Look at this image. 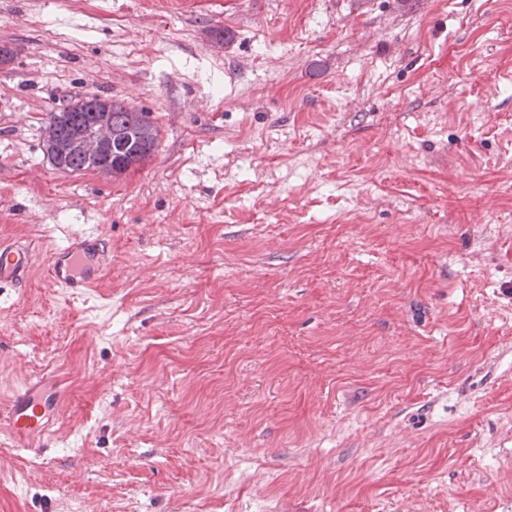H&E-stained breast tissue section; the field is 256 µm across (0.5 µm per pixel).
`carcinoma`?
<instances>
[{
  "mask_svg": "<svg viewBox=\"0 0 512 512\" xmlns=\"http://www.w3.org/2000/svg\"><path fill=\"white\" fill-rule=\"evenodd\" d=\"M81 100H72L58 112L49 113L48 122H57L56 132L63 137L98 122L112 126V160L100 171L119 177L135 165H144L152 157L158 141L159 129L150 119V113L138 110L122 101L109 99L105 106L93 110L80 106ZM53 165L63 171L92 169L82 152L73 149L61 158L52 159Z\"/></svg>",
  "mask_w": 512,
  "mask_h": 512,
  "instance_id": "cac0c4a2",
  "label": "carcinoma"
}]
</instances>
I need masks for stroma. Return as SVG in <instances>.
Returning a JSON list of instances; mask_svg holds the SVG:
<instances>
[{"instance_id": "35a3bbf8", "label": "stroma", "mask_w": 512, "mask_h": 512, "mask_svg": "<svg viewBox=\"0 0 512 512\" xmlns=\"http://www.w3.org/2000/svg\"><path fill=\"white\" fill-rule=\"evenodd\" d=\"M1 44L0 512H512V0H0ZM74 95L151 162L57 169ZM108 267V253L96 238L74 236L49 261L50 278L62 288H89ZM35 255L29 244L0 241V286L26 284ZM60 409V398L48 381H30L15 393L7 409L11 436L18 443L43 436Z\"/></svg>"}]
</instances>
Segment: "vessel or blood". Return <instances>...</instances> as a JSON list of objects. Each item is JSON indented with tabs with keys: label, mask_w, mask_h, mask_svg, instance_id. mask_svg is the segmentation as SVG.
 <instances>
[{
	"label": "vessel or blood",
	"mask_w": 512,
	"mask_h": 512,
	"mask_svg": "<svg viewBox=\"0 0 512 512\" xmlns=\"http://www.w3.org/2000/svg\"><path fill=\"white\" fill-rule=\"evenodd\" d=\"M34 259L29 244L0 241V286L26 284ZM107 266L108 253L98 239L75 236L52 254L48 273L58 286L76 290L91 287ZM60 409V398L48 381L29 382L15 393L7 409L11 436L19 443L43 436Z\"/></svg>",
	"instance_id": "b4317fda"
}]
</instances>
